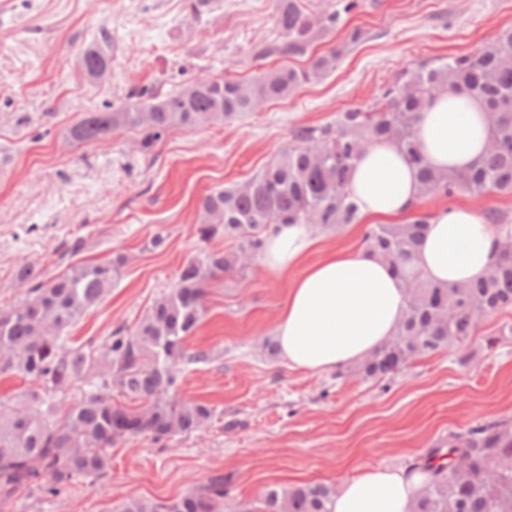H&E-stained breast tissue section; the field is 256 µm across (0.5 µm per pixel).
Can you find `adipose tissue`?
<instances>
[{"mask_svg": "<svg viewBox=\"0 0 512 512\" xmlns=\"http://www.w3.org/2000/svg\"><path fill=\"white\" fill-rule=\"evenodd\" d=\"M424 162L438 171L463 172L484 153L489 138L485 107L450 89L419 115L414 128ZM349 191L360 218L399 224L413 213L421 184L418 169L395 141H372L353 168ZM418 268L438 284L482 278L495 260L502 236L478 211L445 205L433 209ZM319 239L311 225L277 224L267 233L262 262L282 274L302 267L274 327L288 367L322 373L362 361L393 336L406 312L400 281L388 263L368 249L329 251L314 263L306 256ZM424 476L409 467L369 468L346 479L332 512H412Z\"/></svg>", "mask_w": 512, "mask_h": 512, "instance_id": "1", "label": "adipose tissue"}]
</instances>
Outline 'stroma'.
<instances>
[{"label": "stroma", "instance_id": "stroma-1", "mask_svg": "<svg viewBox=\"0 0 512 512\" xmlns=\"http://www.w3.org/2000/svg\"><path fill=\"white\" fill-rule=\"evenodd\" d=\"M276 0H218L193 15L188 0H0V308L19 292L23 260L53 277L69 266L124 256L111 293L71 330L104 342L176 285L199 251L200 198L241 185L284 148L295 128L371 103L403 70L477 53L512 26V0H359L313 45L341 55L287 98L224 123L175 128L147 153L132 131L80 145L82 113L118 109L134 93H163L197 78L247 79L278 68L253 48L277 35ZM360 30L350 43L351 30ZM107 43L111 71L87 79L78 57ZM161 246H154L156 236ZM82 238L64 255L63 242ZM292 275L254 261L210 278L206 313L187 347L205 362L181 373L178 396L210 403L209 426L160 442L115 445L105 476L56 497L18 492L6 512H116L131 498L166 501L220 477L240 502L306 481L339 486L357 470L414 463L449 432L512 416V309L483 319L464 353L414 361L388 384L289 369L263 346Z\"/></svg>", "mask_w": 512, "mask_h": 512}]
</instances>
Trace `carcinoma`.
I'll return each instance as SVG.
<instances>
[{"label":"carcinoma","instance_id":"cac0c4a2","mask_svg":"<svg viewBox=\"0 0 512 512\" xmlns=\"http://www.w3.org/2000/svg\"><path fill=\"white\" fill-rule=\"evenodd\" d=\"M357 0H337L311 17L301 0H278L279 36L263 42L254 58L305 56L334 32ZM339 52L316 58L307 69L282 67L250 81L201 78L164 95L137 97L118 110L85 112L71 128L74 141L105 144L112 134L134 130L149 152L175 127L209 126L242 112H256L333 68ZM112 57L92 44L80 56L90 80L110 71ZM464 88L485 105L489 144L465 172H440L424 164L414 138L419 113L435 96ZM393 139L420 167L424 198L459 192L512 193V29L499 31L474 55L440 59L403 73L370 104L339 112L330 122L294 130L288 146L248 182L212 190L199 201L198 234L209 242H238L232 252L203 250L181 270L171 293L156 300L131 328L95 345L70 336L121 276L124 260L76 264L46 279L34 263L18 264L14 280L22 297L0 310V375L28 381L19 395L0 400V508L19 491L59 495L80 480L106 474L112 449L130 438L161 441L205 428L214 409L181 400V367L203 362L185 340L205 314L208 279L245 269L262 251L275 224H311L335 229L360 221L348 190L352 168L366 146ZM427 215L403 224H371L363 245L389 263L402 281L407 309L398 329L354 367L364 379L391 381L408 363L438 352L461 350L479 322L512 308V231L501 239L487 275L470 283L435 284L416 267ZM78 395L67 402L71 391ZM117 391L124 402L112 398ZM429 474L414 512H512V417L448 433V439L413 463ZM335 488L306 482L268 489L264 512H330ZM118 512H250L225 502L224 481L166 502L132 498Z\"/></svg>","mask_w":512,"mask_h":512}]
</instances>
